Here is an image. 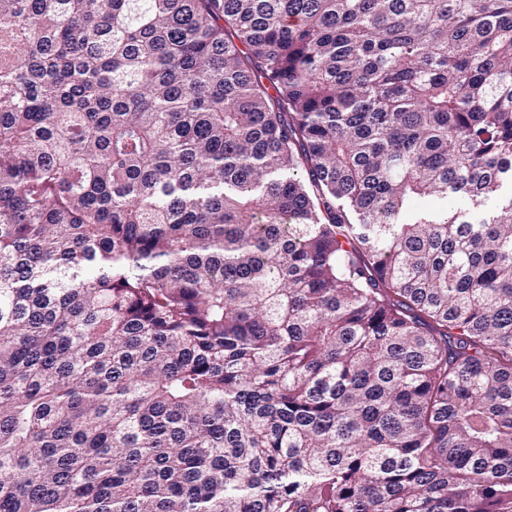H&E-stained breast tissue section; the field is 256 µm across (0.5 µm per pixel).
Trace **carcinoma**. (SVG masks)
Wrapping results in <instances>:
<instances>
[{
    "label": "carcinoma",
    "mask_w": 512,
    "mask_h": 512,
    "mask_svg": "<svg viewBox=\"0 0 512 512\" xmlns=\"http://www.w3.org/2000/svg\"><path fill=\"white\" fill-rule=\"evenodd\" d=\"M0 512H512V0H0Z\"/></svg>",
    "instance_id": "cac0c4a2"
}]
</instances>
